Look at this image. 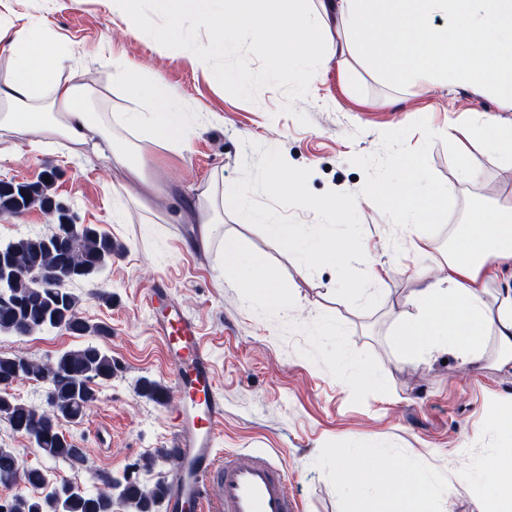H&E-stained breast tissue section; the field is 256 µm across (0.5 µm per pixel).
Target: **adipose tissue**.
<instances>
[{
  "label": "adipose tissue",
  "mask_w": 512,
  "mask_h": 512,
  "mask_svg": "<svg viewBox=\"0 0 512 512\" xmlns=\"http://www.w3.org/2000/svg\"><path fill=\"white\" fill-rule=\"evenodd\" d=\"M129 31L150 35L160 46L181 41L184 54L207 66L212 51L183 36L182 21L191 16L223 37L232 51L235 35L244 31L257 46L275 51V72H288L301 84L313 83L322 65L334 56L357 52L378 72L435 86L448 84L494 96L512 108V0H153L145 11L142 0H109ZM451 24L435 27L436 17ZM0 138H20L35 147L65 143L71 152L86 153L97 140L119 144L106 160L126 171V194L145 182L144 144L177 150L186 145L193 127L179 95L155 80L142 89L129 65L116 68L133 105L123 113L94 112L91 90L64 77L66 55L59 39L42 22L23 25L0 16ZM140 135L128 141V133ZM407 181L375 184L368 198L391 196L402 201L401 230L423 256L430 245L425 216L442 206L444 195L421 202L410 196L409 184L423 177L416 159L404 160ZM171 224H195L194 244L208 250L215 239L217 209L210 198L193 208L174 207ZM512 271V206L491 221L455 226L441 277L423 276L406 303L413 310L396 333L401 364L416 367L448 354L466 369L487 363L496 370L512 369V288L499 287ZM224 271L240 275L244 287L272 304L285 298L264 275V263L253 259L248 273L239 269V250L224 246ZM368 437L336 458L342 479L355 489L351 512H364L371 496L388 498L392 512H420L421 499L433 497L432 481L411 470L397 472L363 456ZM477 472L497 486L483 500L481 512H512V451L482 460Z\"/></svg>",
  "instance_id": "adipose-tissue-1"
}]
</instances>
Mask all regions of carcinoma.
<instances>
[{"label":"carcinoma","mask_w":512,"mask_h":512,"mask_svg":"<svg viewBox=\"0 0 512 512\" xmlns=\"http://www.w3.org/2000/svg\"><path fill=\"white\" fill-rule=\"evenodd\" d=\"M56 174L45 171L35 183L0 185V212L17 214L38 206L56 216L61 207L51 189ZM54 233H22L0 244L10 266L19 273L15 278L0 279V334L26 336L58 329L78 336L107 337L112 329L105 323H91L81 316V298L72 285L87 281L112 263L120 244L94 224H86L70 237L65 250L53 241ZM70 274L62 286L51 278L58 268ZM112 354L96 343L65 350L48 363L14 356H0V420L26 435L41 454L72 466L83 462L82 449L62 431V423H79L98 400V387L115 374ZM47 381L50 407L40 410L8 392L18 381ZM138 392L159 404L167 402L166 387L159 381L143 379ZM104 488L94 492L62 482L41 496L23 492L27 487L44 488V470L22 465L18 454L0 448V485L18 488L9 498H0V512H159L167 486L156 484L144 489L139 482L126 478H102Z\"/></svg>","instance_id":"1"}]
</instances>
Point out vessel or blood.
I'll return each mask as SVG.
<instances>
[{
	"mask_svg": "<svg viewBox=\"0 0 512 512\" xmlns=\"http://www.w3.org/2000/svg\"><path fill=\"white\" fill-rule=\"evenodd\" d=\"M145 299L156 311L154 329L173 358L174 387L182 399L171 441L180 469L170 482L169 512H302L287 473L268 456L217 455L214 435L224 405L197 327L168 304L162 284L153 285Z\"/></svg>",
	"mask_w": 512,
	"mask_h": 512,
	"instance_id": "vessel-or-blood-1",
	"label": "vessel or blood"
}]
</instances>
